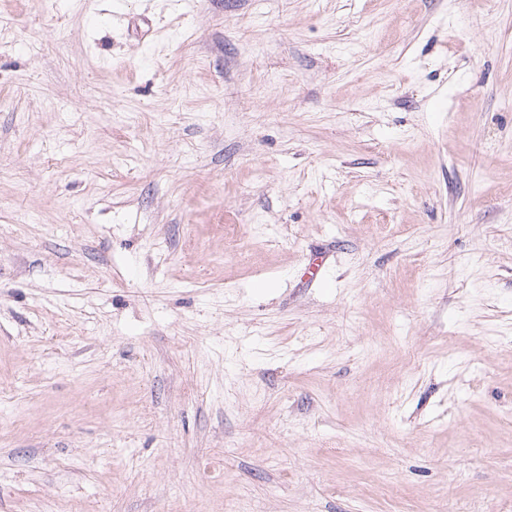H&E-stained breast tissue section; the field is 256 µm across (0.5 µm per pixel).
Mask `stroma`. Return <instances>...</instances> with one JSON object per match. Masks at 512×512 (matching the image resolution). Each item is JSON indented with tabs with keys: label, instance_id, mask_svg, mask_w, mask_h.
<instances>
[{
	"label": "stroma",
	"instance_id": "obj_1",
	"mask_svg": "<svg viewBox=\"0 0 512 512\" xmlns=\"http://www.w3.org/2000/svg\"><path fill=\"white\" fill-rule=\"evenodd\" d=\"M0 512H512V0H0Z\"/></svg>",
	"mask_w": 512,
	"mask_h": 512
}]
</instances>
